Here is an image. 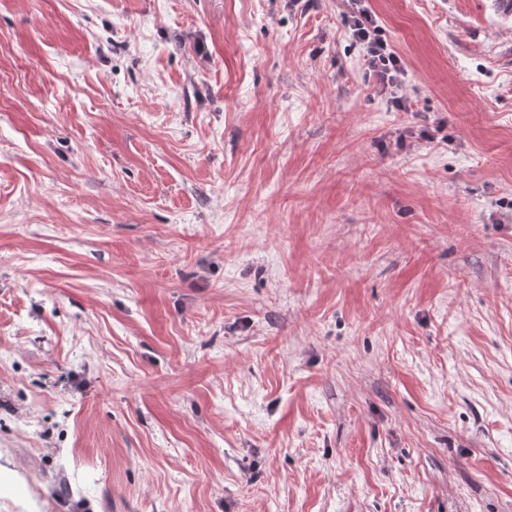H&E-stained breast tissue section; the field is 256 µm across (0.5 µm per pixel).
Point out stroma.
Instances as JSON below:
<instances>
[{
	"label": "stroma",
	"instance_id": "stroma-1",
	"mask_svg": "<svg viewBox=\"0 0 512 512\" xmlns=\"http://www.w3.org/2000/svg\"><path fill=\"white\" fill-rule=\"evenodd\" d=\"M0 0V512H512V14ZM350 15L348 27L350 35L362 50L363 60L369 78L372 79V89L379 93L388 90L387 103L399 111L408 112V98L399 94L403 87L400 75L405 73L401 58L391 48L390 44L379 36V25L375 16L363 5L362 0H350Z\"/></svg>",
	"mask_w": 512,
	"mask_h": 512
}]
</instances>
